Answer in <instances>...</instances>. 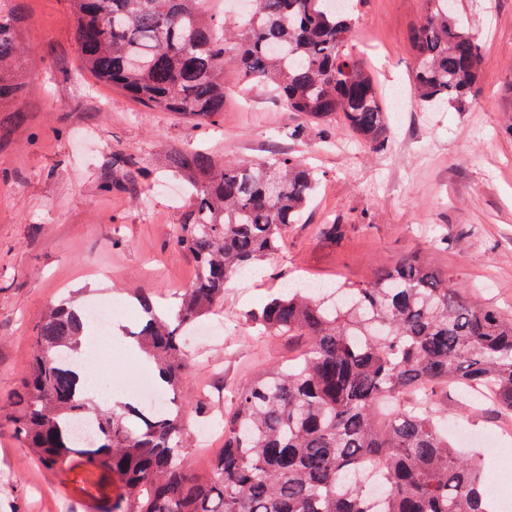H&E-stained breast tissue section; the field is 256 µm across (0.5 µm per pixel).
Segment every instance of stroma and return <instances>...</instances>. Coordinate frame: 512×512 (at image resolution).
<instances>
[{"instance_id":"stroma-1","label":"stroma","mask_w":512,"mask_h":512,"mask_svg":"<svg viewBox=\"0 0 512 512\" xmlns=\"http://www.w3.org/2000/svg\"><path fill=\"white\" fill-rule=\"evenodd\" d=\"M27 53L18 72L22 99L0 105V512H97L118 481L60 477L11 433L9 399L33 354L44 309L61 296L110 297L114 333L93 380L110 393L114 378L149 364L123 330L132 326V293L146 290L174 307L195 274L174 230L187 207L184 183L168 154L189 146L218 160H249L281 150L304 159L320 183L283 249L257 275L236 278L224 294L226 322L191 334L196 365L181 391L184 419L205 425L200 409L229 406L218 388L296 356L304 339L256 335L244 315L284 282L361 281L409 254L453 273L465 287L512 314V0H461L481 44L482 67L464 110L412 99L411 30L425 0H354L348 49L372 72L385 105L409 103L389 124L387 150L373 151L342 119L310 127L266 87L225 64L224 115L215 125L150 110L84 71L69 0H14ZM344 225L341 240L324 225ZM444 412L467 432L499 433L481 451L495 491L512 497L499 473L512 453V419L486 402L443 392Z\"/></svg>"}]
</instances>
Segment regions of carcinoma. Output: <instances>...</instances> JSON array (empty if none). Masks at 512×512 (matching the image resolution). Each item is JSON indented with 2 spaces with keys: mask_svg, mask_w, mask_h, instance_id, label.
Returning <instances> with one entry per match:
<instances>
[{
  "mask_svg": "<svg viewBox=\"0 0 512 512\" xmlns=\"http://www.w3.org/2000/svg\"><path fill=\"white\" fill-rule=\"evenodd\" d=\"M221 29L203 0H70L85 70L151 110L214 124L224 112L221 68L271 86L310 123L341 115L372 149L389 144L373 77L348 50L350 8L336 0H246ZM412 81L429 106L465 102L482 62L458 0H426L410 35ZM19 16L0 0V101L23 93ZM168 167L187 178L176 243L196 275L171 316L138 294L126 332L157 380L180 390L183 338L224 305L226 283L274 256L318 181L296 157L219 162L185 148ZM245 322L304 336L301 359L237 388L224 448L205 472L186 463L180 412L91 408L78 385L88 318L62 299L46 307L33 356L10 398L13 435L60 474L110 472L120 487L101 512H496L490 477L448 440L436 388L452 385L512 415V317L416 255L332 289L282 287ZM385 493L374 504L370 482Z\"/></svg>",
  "mask_w": 512,
  "mask_h": 512,
  "instance_id": "carcinoma-1",
  "label": "carcinoma"
}]
</instances>
